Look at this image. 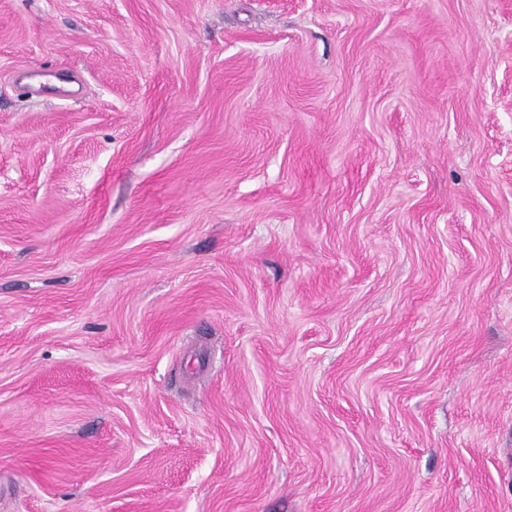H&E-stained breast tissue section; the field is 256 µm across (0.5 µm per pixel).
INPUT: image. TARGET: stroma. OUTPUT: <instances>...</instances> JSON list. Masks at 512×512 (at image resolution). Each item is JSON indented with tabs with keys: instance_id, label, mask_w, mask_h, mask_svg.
Returning a JSON list of instances; mask_svg holds the SVG:
<instances>
[{
	"instance_id": "1",
	"label": "stroma",
	"mask_w": 512,
	"mask_h": 512,
	"mask_svg": "<svg viewBox=\"0 0 512 512\" xmlns=\"http://www.w3.org/2000/svg\"><path fill=\"white\" fill-rule=\"evenodd\" d=\"M0 512H512V0H0Z\"/></svg>"
}]
</instances>
